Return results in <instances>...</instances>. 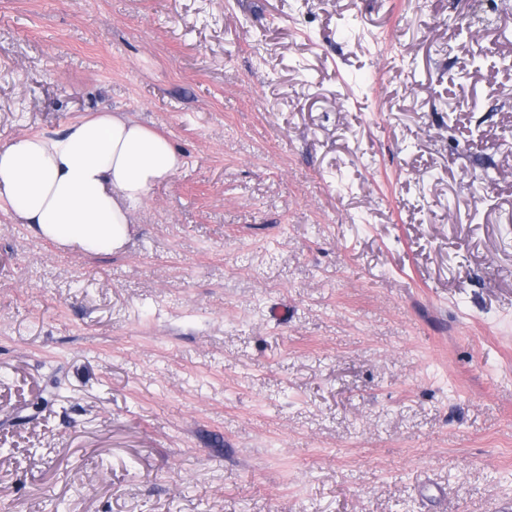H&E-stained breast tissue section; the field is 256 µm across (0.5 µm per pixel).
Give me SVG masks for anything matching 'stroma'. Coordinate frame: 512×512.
<instances>
[{
  "label": "stroma",
  "mask_w": 512,
  "mask_h": 512,
  "mask_svg": "<svg viewBox=\"0 0 512 512\" xmlns=\"http://www.w3.org/2000/svg\"><path fill=\"white\" fill-rule=\"evenodd\" d=\"M470 9L0 0V144L106 106L184 158L115 253L0 211V512H512V0Z\"/></svg>",
  "instance_id": "35a3bbf8"
}]
</instances>
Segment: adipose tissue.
<instances>
[{"label":"adipose tissue","mask_w":512,"mask_h":512,"mask_svg":"<svg viewBox=\"0 0 512 512\" xmlns=\"http://www.w3.org/2000/svg\"><path fill=\"white\" fill-rule=\"evenodd\" d=\"M183 163L166 136L104 109L0 145V209L50 241L115 252L137 207Z\"/></svg>","instance_id":"ef3b65f1"}]
</instances>
